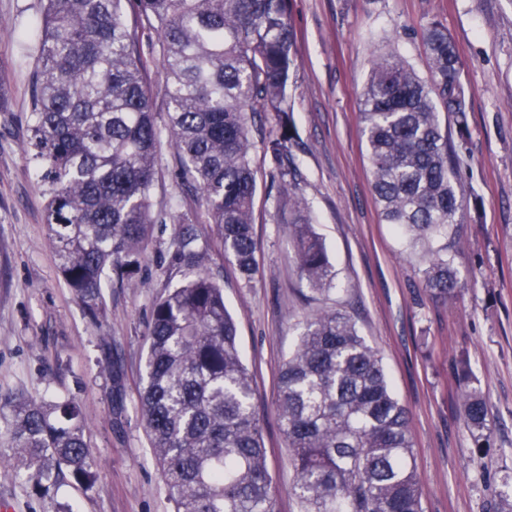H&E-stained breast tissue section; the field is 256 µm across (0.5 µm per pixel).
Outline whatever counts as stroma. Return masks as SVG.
Masks as SVG:
<instances>
[{
    "label": "stroma",
    "instance_id": "35a3bbf8",
    "mask_svg": "<svg viewBox=\"0 0 512 512\" xmlns=\"http://www.w3.org/2000/svg\"><path fill=\"white\" fill-rule=\"evenodd\" d=\"M46 0H0V393L75 402L98 464L94 489L65 481L37 494L0 464V502L12 512H173L169 491L137 410L157 299L181 275L171 262L174 224L153 227L140 285L107 282L100 321L87 318L60 276L44 220L47 198L23 153L31 77ZM443 24L470 89L469 137L457 148L456 176L479 207H466L448 236L463 284L455 300L433 302L422 264L392 225L382 223L361 137L360 94L377 53L393 49L428 74L424 26ZM298 68L289 96L300 139L293 151L299 192L336 272L332 304L347 311L382 358L407 408L423 512H499L512 482V0H290ZM145 83L157 124L166 120L163 67L140 33ZM155 210L203 212L182 186L169 142L158 153ZM259 271L245 280L225 260L211 224L204 266L236 321L239 354L254 387L277 512H300L295 473L276 409L278 378L304 321L322 306L300 277L270 162L254 152ZM466 365L492 419L490 445L477 452L461 417L456 368Z\"/></svg>",
    "mask_w": 512,
    "mask_h": 512
}]
</instances>
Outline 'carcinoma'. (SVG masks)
<instances>
[{
  "label": "carcinoma",
  "instance_id": "carcinoma-1",
  "mask_svg": "<svg viewBox=\"0 0 512 512\" xmlns=\"http://www.w3.org/2000/svg\"><path fill=\"white\" fill-rule=\"evenodd\" d=\"M47 0L24 152L48 201L57 268L83 312L103 315L107 274L132 283L154 224L180 225L172 263L183 280L155 304L138 408L175 512H276L263 429L223 288L204 269L198 217L156 213L161 132L143 81L139 30L158 35L167 131L182 184L200 191L224 258L248 281L258 270L253 213L258 184L251 118L272 112L264 143L288 212L298 269L311 292L335 289V273L297 192L296 130L289 86L298 66L288 0ZM429 76L395 51L376 56L361 93L371 188L383 221L426 259L422 284L435 300L460 292L449 230L461 222L440 114L467 131L463 63L440 23L423 31ZM278 412L296 473L301 512H423L408 411L381 358L335 307L307 319L280 372ZM462 418L475 447L488 445L489 406L464 386ZM0 460L36 487L60 477L86 489L96 462L72 401L0 394Z\"/></svg>",
  "mask_w": 512,
  "mask_h": 512
}]
</instances>
